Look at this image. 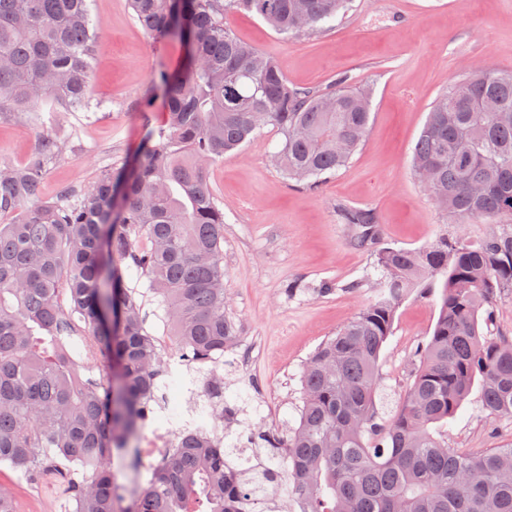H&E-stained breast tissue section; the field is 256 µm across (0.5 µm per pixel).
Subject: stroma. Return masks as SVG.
<instances>
[{
    "label": "stroma",
    "instance_id": "35a3bbf8",
    "mask_svg": "<svg viewBox=\"0 0 512 512\" xmlns=\"http://www.w3.org/2000/svg\"><path fill=\"white\" fill-rule=\"evenodd\" d=\"M103 25L91 78L95 112L50 107L0 115V160L24 163L42 135L66 137L40 196L53 200L80 189L136 152L140 112L163 125L166 110L153 91L155 74L174 69L182 48L159 41L138 23L129 0H89ZM242 41L280 62L289 84L329 89L337 81L371 92V120L350 164L315 188L286 180L272 160L279 134L266 126L238 154L213 163L208 182L224 211L225 313L238 337L225 354L224 405L235 415L231 440L264 432L286 437L301 404L300 372L316 347L375 296L377 253L418 249L439 237L474 244L492 227L442 214L413 173V147L436 101L475 63L512 72V0H353L319 32L284 38L260 17L227 14ZM371 208L379 236L357 243L340 208ZM433 299L415 294L398 308L379 373L403 393L416 353L435 326ZM512 442V418H490L471 392L448 423V445L479 450ZM17 512H65L63 499L0 466Z\"/></svg>",
    "mask_w": 512,
    "mask_h": 512
}]
</instances>
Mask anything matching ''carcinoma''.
<instances>
[{"label": "carcinoma", "mask_w": 512, "mask_h": 512, "mask_svg": "<svg viewBox=\"0 0 512 512\" xmlns=\"http://www.w3.org/2000/svg\"><path fill=\"white\" fill-rule=\"evenodd\" d=\"M352 0H131L151 35L176 40L179 66L157 72L167 121L143 124L134 159L85 191L39 198L64 140L43 135L23 165L0 161V464L64 483L70 512H512V442L466 452L440 428L474 385L493 416H512V340L495 323L512 291V232L478 245L441 237L378 254V295L311 354L297 424L249 453L202 430L175 435L145 486L138 438L164 407L174 372L150 335L151 300L173 349L192 368L220 361L235 337L224 315V210L208 168L266 125L288 178L318 186L365 141L368 93L288 84L275 58L236 38L226 13H254L278 33L310 34ZM102 25L88 0H0V114L43 104L90 110ZM435 204L460 223L512 224V73H470L431 107L413 149ZM360 237L371 209L342 211ZM134 273L148 280L140 292ZM439 305L420 364L392 401L379 365L399 304ZM112 371L94 380L88 373ZM81 478H71L73 472Z\"/></svg>", "instance_id": "obj_1"}]
</instances>
